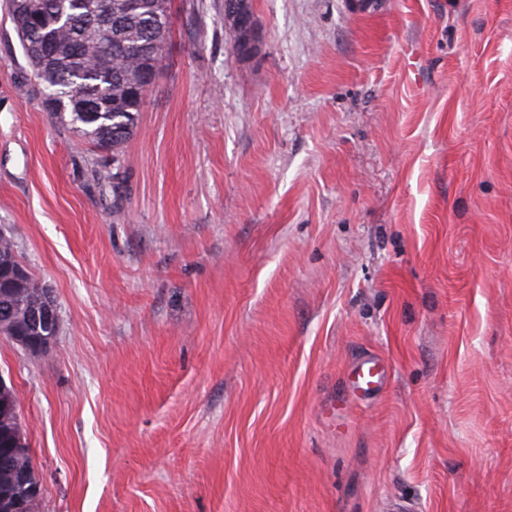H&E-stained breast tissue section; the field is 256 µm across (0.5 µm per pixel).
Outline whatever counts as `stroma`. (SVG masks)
I'll return each mask as SVG.
<instances>
[{
  "label": "stroma",
  "mask_w": 512,
  "mask_h": 512,
  "mask_svg": "<svg viewBox=\"0 0 512 512\" xmlns=\"http://www.w3.org/2000/svg\"><path fill=\"white\" fill-rule=\"evenodd\" d=\"M252 5L240 55L172 0L107 163L0 5V228L59 315L0 338L36 512H512V0ZM387 366L380 359L365 355L353 363L349 369L350 389L354 397H371L386 382Z\"/></svg>",
  "instance_id": "obj_1"
}]
</instances>
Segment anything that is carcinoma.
<instances>
[{
	"mask_svg": "<svg viewBox=\"0 0 512 512\" xmlns=\"http://www.w3.org/2000/svg\"><path fill=\"white\" fill-rule=\"evenodd\" d=\"M112 2V32L127 50L110 44L98 10L99 0H7V6L24 7L27 28L16 30L23 54L32 68L41 102L67 94L71 97L106 98L116 112H52L50 117L70 125L98 152L117 158L137 129L145 93L128 91L143 72L162 62L170 32L171 0H143L148 7L127 10V0ZM22 267L12 238L0 233V275ZM48 296L30 271L14 283L0 281V306L14 308L12 324L37 332L29 315L41 310ZM0 431L24 439L19 402L10 388L0 391ZM35 475L30 453L15 460L14 469H0V492L8 490L14 471Z\"/></svg>",
	"mask_w": 512,
	"mask_h": 512,
	"instance_id": "1",
	"label": "carcinoma"
}]
</instances>
